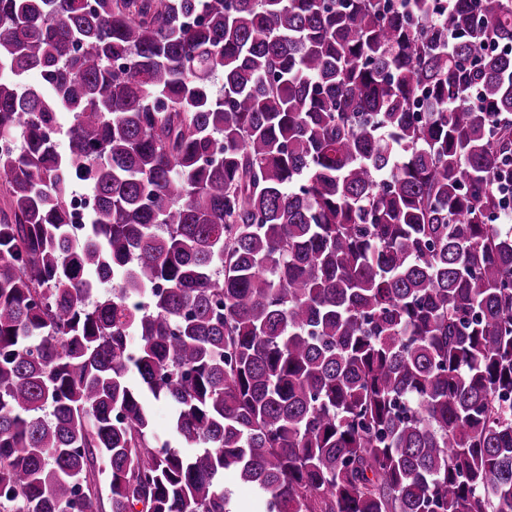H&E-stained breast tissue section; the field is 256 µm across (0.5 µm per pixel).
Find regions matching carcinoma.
<instances>
[{"label":"carcinoma","instance_id":"obj_1","mask_svg":"<svg viewBox=\"0 0 512 512\" xmlns=\"http://www.w3.org/2000/svg\"><path fill=\"white\" fill-rule=\"evenodd\" d=\"M0 140V512H512V0H0ZM151 411L156 434L161 438L169 437L174 414L173 407L162 400L153 401ZM224 488L231 497L230 507L233 512H256L260 500L259 490L250 484H244L232 472L224 473Z\"/></svg>","mask_w":512,"mask_h":512}]
</instances>
